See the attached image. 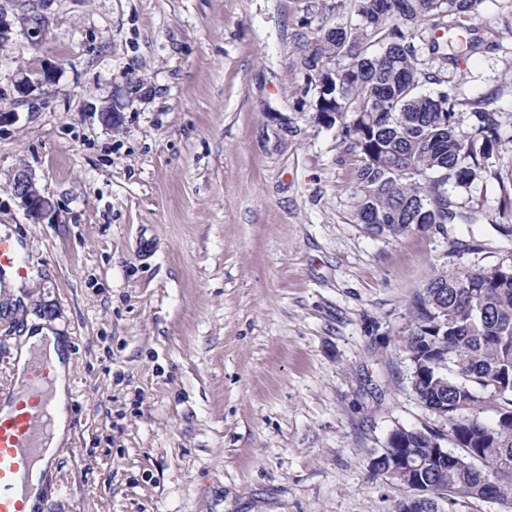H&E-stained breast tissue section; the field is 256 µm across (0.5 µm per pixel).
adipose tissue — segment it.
I'll use <instances>...</instances> for the list:
<instances>
[{
  "label": "adipose tissue",
  "mask_w": 512,
  "mask_h": 512,
  "mask_svg": "<svg viewBox=\"0 0 512 512\" xmlns=\"http://www.w3.org/2000/svg\"><path fill=\"white\" fill-rule=\"evenodd\" d=\"M44 354L52 366L53 387L56 402V417L52 435L40 450L41 459L29 473L25 489V508L27 512H36L43 488V474L48 463L53 460L60 446L69 437L67 404L70 394L71 359L62 338L48 329H40L24 334L21 345L14 355V366L18 381H25L27 366L31 355Z\"/></svg>",
  "instance_id": "1"
}]
</instances>
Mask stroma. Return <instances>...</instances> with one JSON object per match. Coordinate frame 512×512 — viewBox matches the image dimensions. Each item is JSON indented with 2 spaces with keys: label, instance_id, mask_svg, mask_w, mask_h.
<instances>
[{
  "label": "stroma",
  "instance_id": "35a3bbf8",
  "mask_svg": "<svg viewBox=\"0 0 512 512\" xmlns=\"http://www.w3.org/2000/svg\"><path fill=\"white\" fill-rule=\"evenodd\" d=\"M334 0H53L32 34L15 0L0 48V237L35 274L0 279V385L28 327L64 337L70 438L41 512H396L370 463L398 427L447 434L411 386V301L438 270L512 259V208L491 169L512 156V0L466 20L471 53L409 29L463 129L501 112L461 218L393 238L359 224L356 158L315 120L303 62ZM55 85L20 100L17 69ZM145 94L101 124L113 86ZM28 170L57 206L32 223ZM57 65L50 61L42 60L35 67H27L18 70L15 79V87L21 97H29L36 91H42L44 86L55 83L57 78ZM12 196L32 223L45 224L56 215L53 198L40 189L32 174L18 171L12 182Z\"/></svg>",
  "mask_w": 512,
  "mask_h": 512
}]
</instances>
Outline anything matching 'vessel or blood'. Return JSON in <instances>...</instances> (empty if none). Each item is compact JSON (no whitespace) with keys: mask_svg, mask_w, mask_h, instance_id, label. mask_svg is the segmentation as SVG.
Instances as JSON below:
<instances>
[{"mask_svg":"<svg viewBox=\"0 0 512 512\" xmlns=\"http://www.w3.org/2000/svg\"><path fill=\"white\" fill-rule=\"evenodd\" d=\"M3 266L15 268L23 278L31 271L26 258L9 241L0 239V267ZM2 399L11 402L13 409L0 416V512H25L20 489L54 419L50 364L33 359L28 365L25 390L2 385Z\"/></svg>","mask_w":512,"mask_h":512,"instance_id":"b4317fda","label":"vessel or blood"}]
</instances>
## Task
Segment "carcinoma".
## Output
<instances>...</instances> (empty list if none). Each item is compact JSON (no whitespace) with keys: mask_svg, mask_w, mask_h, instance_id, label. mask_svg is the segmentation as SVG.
<instances>
[{"mask_svg":"<svg viewBox=\"0 0 512 512\" xmlns=\"http://www.w3.org/2000/svg\"><path fill=\"white\" fill-rule=\"evenodd\" d=\"M360 23L324 32L305 59L307 81L317 90V122L338 126L358 158L354 173L358 223L378 234L448 224L457 206L448 187H466L486 172L498 145L501 115L490 100L469 102L474 124L460 128L447 93L425 92L424 72L403 28L434 16L475 14L482 0H353ZM382 44L375 54L365 44ZM348 63L332 72L328 57ZM412 328L405 342L411 361H421L414 394L427 406L447 411L455 445L448 462L403 474L406 488L444 490L448 504L494 495L512 507V263L464 271L442 270L411 303ZM496 405L494 424L484 421L487 401ZM408 448H384L372 462L397 453L427 458L421 430L400 432Z\"/></svg>","mask_w":512,"mask_h":512,"instance_id":"obj_1","label":"carcinoma"}]
</instances>
